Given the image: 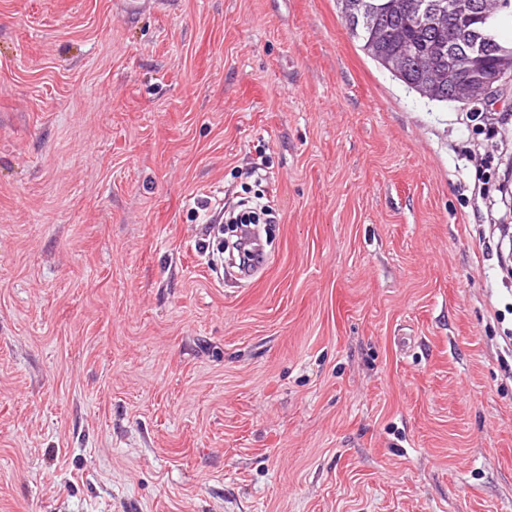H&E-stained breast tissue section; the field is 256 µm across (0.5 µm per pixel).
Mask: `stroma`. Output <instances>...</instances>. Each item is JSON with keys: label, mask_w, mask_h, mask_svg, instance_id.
<instances>
[{"label": "stroma", "mask_w": 512, "mask_h": 512, "mask_svg": "<svg viewBox=\"0 0 512 512\" xmlns=\"http://www.w3.org/2000/svg\"><path fill=\"white\" fill-rule=\"evenodd\" d=\"M486 110L336 0H0V512H512ZM246 202H251L255 205L253 207L241 209L238 212L235 210L233 212H229L225 221L230 218L237 224H271L274 219V209L272 208L270 201L262 202L241 198L232 207H226L224 204V208L223 206L221 207L219 214L223 212L224 209L225 215L226 211L234 209L237 205H239V207L245 206ZM244 246H249L250 248L246 249L248 255L246 256L245 263L241 267L239 276L243 279H249L265 264L266 257L261 245L258 241L256 242L255 239H247Z\"/></svg>", "instance_id": "1"}]
</instances>
